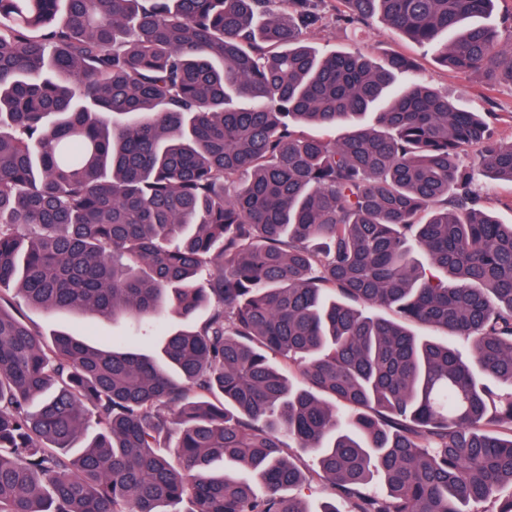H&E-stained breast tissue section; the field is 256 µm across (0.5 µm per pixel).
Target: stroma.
I'll return each mask as SVG.
<instances>
[{
  "instance_id": "stroma-1",
  "label": "stroma",
  "mask_w": 512,
  "mask_h": 512,
  "mask_svg": "<svg viewBox=\"0 0 512 512\" xmlns=\"http://www.w3.org/2000/svg\"><path fill=\"white\" fill-rule=\"evenodd\" d=\"M320 14L318 28L309 35L310 45L319 52L360 51L380 60L391 54L406 56L419 65L421 77L431 80L449 101L468 111L495 113L496 133L512 139V85L503 84L491 93H483L481 76L461 79L448 74L427 47L402 37L376 17L357 28L342 29L336 23V0H322ZM475 188L497 221L512 224V183L479 174L475 177ZM19 311L48 335L64 331L102 347L115 341H133L132 327L124 319L103 321L91 313L48 312L25 305Z\"/></svg>"
}]
</instances>
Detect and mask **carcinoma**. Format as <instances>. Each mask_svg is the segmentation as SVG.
Instances as JSON below:
<instances>
[{
	"label": "carcinoma",
	"instance_id": "obj_1",
	"mask_svg": "<svg viewBox=\"0 0 512 512\" xmlns=\"http://www.w3.org/2000/svg\"><path fill=\"white\" fill-rule=\"evenodd\" d=\"M336 2L512 83L493 0ZM319 22L0 0V295L147 333L212 302L157 358L0 305V512H309L292 448L343 506L322 512H512V224L461 160L512 182V140L405 56L318 54Z\"/></svg>",
	"mask_w": 512,
	"mask_h": 512
}]
</instances>
